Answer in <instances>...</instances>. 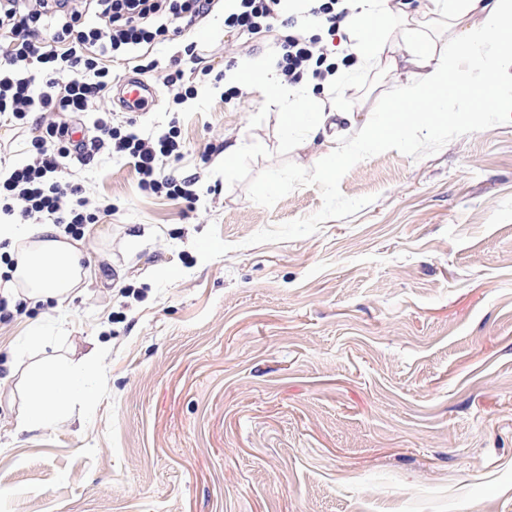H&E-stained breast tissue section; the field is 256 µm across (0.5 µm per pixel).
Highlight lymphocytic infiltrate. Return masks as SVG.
<instances>
[{
	"instance_id": "1",
	"label": "lymphocytic infiltrate",
	"mask_w": 512,
	"mask_h": 512,
	"mask_svg": "<svg viewBox=\"0 0 512 512\" xmlns=\"http://www.w3.org/2000/svg\"><path fill=\"white\" fill-rule=\"evenodd\" d=\"M218 0H86L92 14L73 8L71 0H0V32L10 42L0 51V113L23 121L37 112L48 136L34 146L28 162L0 180V213L32 224L43 219L78 234L89 220L88 198L79 185L57 179L63 161L88 166L101 152L121 157L141 177L144 189L179 195L181 181L163 174L161 162L180 155L173 133L154 135L114 126L111 118L97 122V134L69 148L56 146L72 117L90 111L112 82L106 64L114 56H135L140 72L155 76L173 104L191 93L183 83V58L197 60L196 43L172 55L166 66L148 58L156 40L178 41L213 11ZM285 0H236L225 12V27L255 33L284 14ZM322 37L295 27L284 37L275 66L284 81L297 84L333 74L327 65ZM40 75H32L31 65Z\"/></svg>"
}]
</instances>
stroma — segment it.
<instances>
[{"mask_svg":"<svg viewBox=\"0 0 512 512\" xmlns=\"http://www.w3.org/2000/svg\"><path fill=\"white\" fill-rule=\"evenodd\" d=\"M287 33L271 23L231 59L215 11L188 35L195 97L138 117L176 130L164 168L193 179V200L143 189L108 154L58 171L92 201V276L65 308L22 297L0 318V512H512V122L363 160L340 191L371 204L247 245L322 205L309 185L266 208L214 173L238 143L267 149L254 175L328 155L245 78L273 69ZM356 40L334 39L331 61L357 71L342 94L301 84L352 111L337 139L385 123L404 80L359 67ZM230 70L243 98L219 80ZM43 134L0 118V175ZM212 225L233 249L205 262L192 241ZM46 352L75 382L54 421L17 432Z\"/></svg>","mask_w":512,"mask_h":512,"instance_id":"1","label":"stroma"}]
</instances>
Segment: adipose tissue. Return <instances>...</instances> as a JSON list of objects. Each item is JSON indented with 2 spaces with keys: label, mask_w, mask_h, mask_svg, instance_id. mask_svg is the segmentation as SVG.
Returning <instances> with one entry per match:
<instances>
[{
  "label": "adipose tissue",
  "mask_w": 512,
  "mask_h": 512,
  "mask_svg": "<svg viewBox=\"0 0 512 512\" xmlns=\"http://www.w3.org/2000/svg\"><path fill=\"white\" fill-rule=\"evenodd\" d=\"M344 23L357 29V50L364 59L386 71L402 66L416 71L396 93L400 109L390 123L395 133L406 126V106L426 101L435 111H447L450 88L486 85L498 100L512 92V0H433L429 11L405 2L395 12L388 0H362ZM395 29L401 35L397 43L390 39ZM2 240L10 241L15 261L10 285L26 297L64 304L88 275L77 241L56 225L0 223ZM65 380L53 369L37 377L32 411L19 420L18 431L53 413Z\"/></svg>",
  "instance_id": "ef3b65f1"
}]
</instances>
